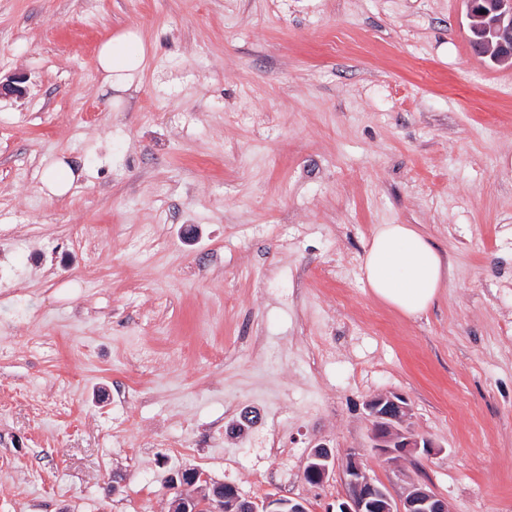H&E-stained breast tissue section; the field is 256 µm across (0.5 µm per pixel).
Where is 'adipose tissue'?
<instances>
[{"instance_id":"1","label":"adipose tissue","mask_w":512,"mask_h":512,"mask_svg":"<svg viewBox=\"0 0 512 512\" xmlns=\"http://www.w3.org/2000/svg\"><path fill=\"white\" fill-rule=\"evenodd\" d=\"M96 61L104 85L120 90L130 87L134 74L143 71L146 48L141 37L129 31L106 39ZM361 272L378 299L409 317L436 302L446 279L443 254L408 224H383L376 229Z\"/></svg>"}]
</instances>
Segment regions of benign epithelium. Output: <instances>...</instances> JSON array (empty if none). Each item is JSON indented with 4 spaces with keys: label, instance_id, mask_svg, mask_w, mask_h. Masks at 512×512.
<instances>
[{
    "label": "benign epithelium",
    "instance_id": "obj_1",
    "mask_svg": "<svg viewBox=\"0 0 512 512\" xmlns=\"http://www.w3.org/2000/svg\"><path fill=\"white\" fill-rule=\"evenodd\" d=\"M496 33L512 32V0H495ZM371 422L370 448L380 458L396 461L405 456L434 454L436 445L427 436L402 429L409 416L406 401L397 394L375 396L365 404ZM336 470L330 449L320 445L308 459L305 473L310 483L324 482ZM346 494L337 510L328 512H451L448 502L429 487L411 483L396 500L384 485L373 480L360 462V453H351L342 463ZM173 494L170 512H224V501L240 506V512H308L307 503L268 496L260 502L244 496L228 482H216L196 467L179 469L168 478Z\"/></svg>",
    "mask_w": 512,
    "mask_h": 512
}]
</instances>
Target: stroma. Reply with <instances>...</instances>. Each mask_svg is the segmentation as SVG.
I'll use <instances>...</instances> for the list:
<instances>
[{
    "label": "stroma",
    "mask_w": 512,
    "mask_h": 512,
    "mask_svg": "<svg viewBox=\"0 0 512 512\" xmlns=\"http://www.w3.org/2000/svg\"><path fill=\"white\" fill-rule=\"evenodd\" d=\"M148 64L104 93L99 44ZM0 512H169L197 467L327 512L312 449L390 392L431 456L371 477L512 512V64L465 0H0ZM82 176L44 195L46 162ZM382 224L448 263L409 318L361 280ZM259 419L230 429L244 410Z\"/></svg>",
    "instance_id": "1"
}]
</instances>
